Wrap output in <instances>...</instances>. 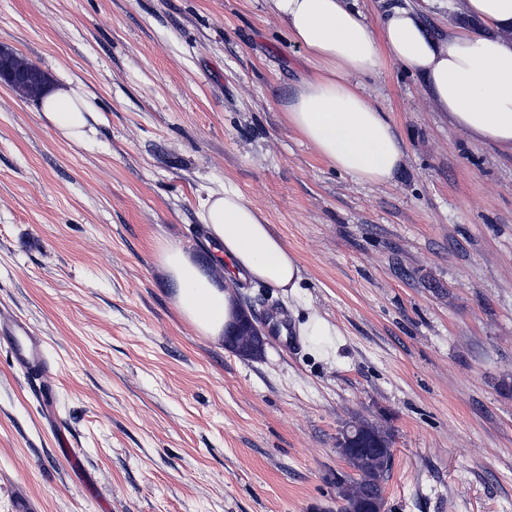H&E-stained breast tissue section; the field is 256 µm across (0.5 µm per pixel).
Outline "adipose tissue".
Here are the masks:
<instances>
[{
    "label": "adipose tissue",
    "instance_id": "ef3b65f1",
    "mask_svg": "<svg viewBox=\"0 0 512 512\" xmlns=\"http://www.w3.org/2000/svg\"><path fill=\"white\" fill-rule=\"evenodd\" d=\"M266 3L313 66L283 91L284 120L330 167L377 185L401 169L403 140L389 113L368 101L361 86L388 60L416 76L434 107L472 139L512 150V0H466L468 24L442 35L423 9L410 6L389 5L372 25L355 10V0ZM36 109L62 139L94 144L102 114L81 85H54ZM198 218L215 243L210 263L283 290L298 288L295 254L235 186L209 191ZM156 254L182 318L200 335L223 341L235 315L223 282L181 241H159Z\"/></svg>",
    "mask_w": 512,
    "mask_h": 512
}]
</instances>
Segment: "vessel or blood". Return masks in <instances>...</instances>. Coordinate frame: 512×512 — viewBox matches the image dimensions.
I'll return each mask as SVG.
<instances>
[{
	"label": "vessel or blood",
	"instance_id": "b4317fda",
	"mask_svg": "<svg viewBox=\"0 0 512 512\" xmlns=\"http://www.w3.org/2000/svg\"><path fill=\"white\" fill-rule=\"evenodd\" d=\"M6 349L14 364L22 370L31 394L44 410H51L53 390L43 381L51 365L41 341L35 336L31 324L15 316L8 308L0 307V349Z\"/></svg>",
	"mask_w": 512,
	"mask_h": 512
}]
</instances>
